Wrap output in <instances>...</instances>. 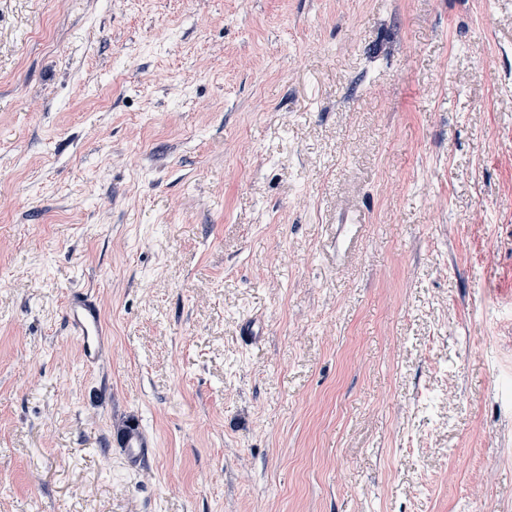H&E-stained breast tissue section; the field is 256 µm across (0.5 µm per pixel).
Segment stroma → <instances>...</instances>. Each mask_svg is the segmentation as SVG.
I'll return each mask as SVG.
<instances>
[{"label":"stroma","instance_id":"35a3bbf8","mask_svg":"<svg viewBox=\"0 0 512 512\" xmlns=\"http://www.w3.org/2000/svg\"><path fill=\"white\" fill-rule=\"evenodd\" d=\"M511 379L512 0H0V512H512ZM68 326L79 341L87 366L98 365L104 357L106 331L102 313L94 300L85 294H74L65 307Z\"/></svg>","mask_w":512,"mask_h":512}]
</instances>
